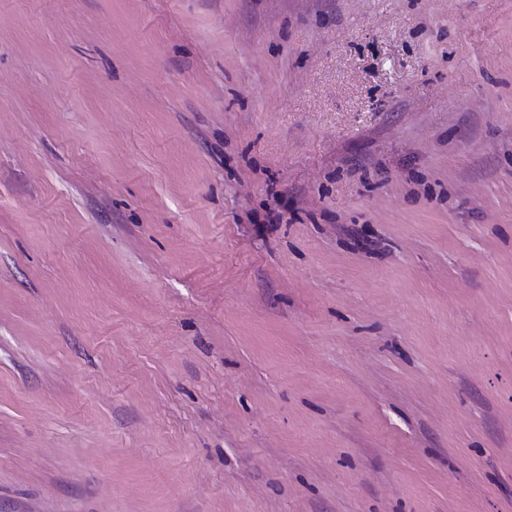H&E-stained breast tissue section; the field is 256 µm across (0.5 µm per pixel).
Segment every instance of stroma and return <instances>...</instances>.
<instances>
[{
    "instance_id": "obj_1",
    "label": "stroma",
    "mask_w": 512,
    "mask_h": 512,
    "mask_svg": "<svg viewBox=\"0 0 512 512\" xmlns=\"http://www.w3.org/2000/svg\"><path fill=\"white\" fill-rule=\"evenodd\" d=\"M0 512H512V0H0Z\"/></svg>"
}]
</instances>
